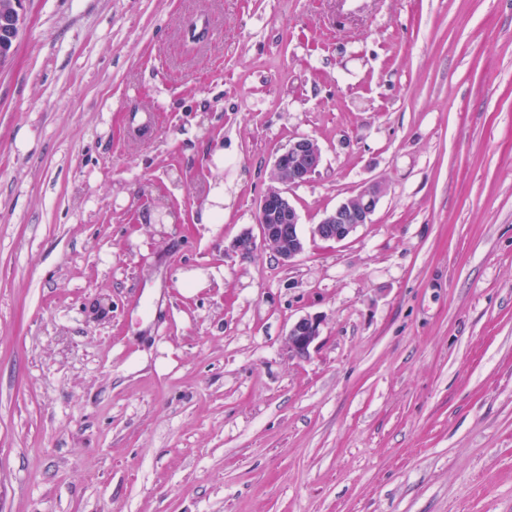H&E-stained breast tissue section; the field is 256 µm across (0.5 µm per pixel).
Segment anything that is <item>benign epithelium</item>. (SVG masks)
<instances>
[{
    "mask_svg": "<svg viewBox=\"0 0 512 512\" xmlns=\"http://www.w3.org/2000/svg\"><path fill=\"white\" fill-rule=\"evenodd\" d=\"M25 0H9L0 5V66L12 56L20 30L25 23ZM322 161L317 142L299 137L276 156L271 183L260 198L257 208L259 236L245 229L230 244L242 257L257 249L269 251L279 262L292 263L305 252L306 241L298 229L299 216L288 195L290 188L309 182ZM386 193L381 181L364 185L355 195L327 213L311 230V236L325 241L341 242L362 224L372 223V216ZM322 318L305 315L296 320L288 332V345L299 358H305L321 333Z\"/></svg>",
    "mask_w": 512,
    "mask_h": 512,
    "instance_id": "1",
    "label": "benign epithelium"
}]
</instances>
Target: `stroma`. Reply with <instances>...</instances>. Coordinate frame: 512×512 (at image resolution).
Masks as SVG:
<instances>
[{
  "instance_id": "35a3bbf8",
  "label": "stroma",
  "mask_w": 512,
  "mask_h": 512,
  "mask_svg": "<svg viewBox=\"0 0 512 512\" xmlns=\"http://www.w3.org/2000/svg\"><path fill=\"white\" fill-rule=\"evenodd\" d=\"M24 10L0 512H512V0ZM300 136L303 233L379 180L371 223L288 265L229 252ZM322 318L319 315H305L296 320L288 332V345L299 358H305L321 333Z\"/></svg>"
}]
</instances>
